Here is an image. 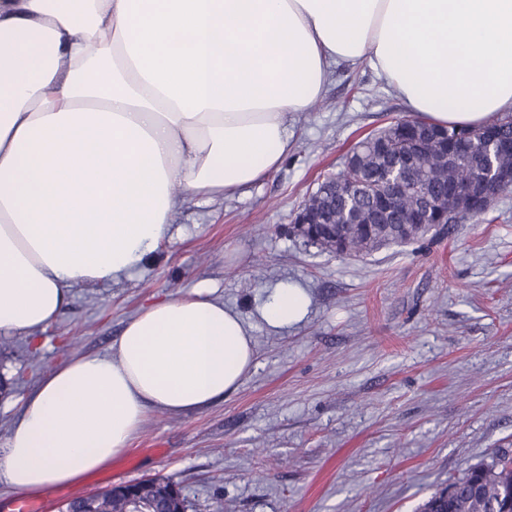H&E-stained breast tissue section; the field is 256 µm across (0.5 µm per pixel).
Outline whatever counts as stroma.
<instances>
[{
  "label": "stroma",
  "instance_id": "35a3bbf8",
  "mask_svg": "<svg viewBox=\"0 0 512 512\" xmlns=\"http://www.w3.org/2000/svg\"><path fill=\"white\" fill-rule=\"evenodd\" d=\"M407 111L367 65L339 64L323 100L291 115L295 148L267 178L177 210L153 257L119 281L75 287L34 340L0 332V445L29 390L79 354L109 353L128 320L195 290L250 325L255 363L200 411L153 412L129 451L46 488L44 512L146 478L188 512H419L512 445V191L432 241L337 257L292 231L324 175ZM297 285L299 323L261 317Z\"/></svg>",
  "mask_w": 512,
  "mask_h": 512
}]
</instances>
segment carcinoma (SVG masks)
Returning a JSON list of instances; mask_svg holds the SVG:
<instances>
[{
  "label": "carcinoma",
  "instance_id": "cac0c4a2",
  "mask_svg": "<svg viewBox=\"0 0 512 512\" xmlns=\"http://www.w3.org/2000/svg\"><path fill=\"white\" fill-rule=\"evenodd\" d=\"M430 123L422 117H404L388 127L371 133L354 148L358 165L326 176V191L311 193L304 201L317 207L329 218L328 224L314 225L320 240L315 246L325 248L333 241L330 252L338 256L368 255L384 247L412 243L450 230L448 210L466 214L472 207L463 198L451 195L449 187L461 185L485 172V159L492 154L496 164L512 169V113L496 115L480 130H491L494 137L474 138L476 129L441 127L447 133L442 141L427 143L420 131ZM419 156V163L408 173L410 191L389 211L377 207V198L387 184L383 175L404 171L406 157ZM424 217L416 225L414 217ZM175 484L160 481L167 490L174 509L188 508L182 490ZM512 512V449H501L491 461L469 468L464 477L452 481L448 488L429 497L421 512ZM72 512H119L120 507L106 494L90 502L74 501Z\"/></svg>",
  "mask_w": 512,
  "mask_h": 512
}]
</instances>
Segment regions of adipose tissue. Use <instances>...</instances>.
Returning a JSON list of instances; mask_svg holds the SVG:
<instances>
[{
  "instance_id": "obj_1",
  "label": "adipose tissue",
  "mask_w": 512,
  "mask_h": 512,
  "mask_svg": "<svg viewBox=\"0 0 512 512\" xmlns=\"http://www.w3.org/2000/svg\"><path fill=\"white\" fill-rule=\"evenodd\" d=\"M341 63L432 123L481 127L512 111V0H0V331L45 329L73 286L154 253L187 198L276 170L289 116ZM307 306L287 285L262 317L283 327ZM254 358L223 301L155 302L110 354L72 357L28 392L0 480L30 496L78 483L152 412L223 400Z\"/></svg>"
}]
</instances>
